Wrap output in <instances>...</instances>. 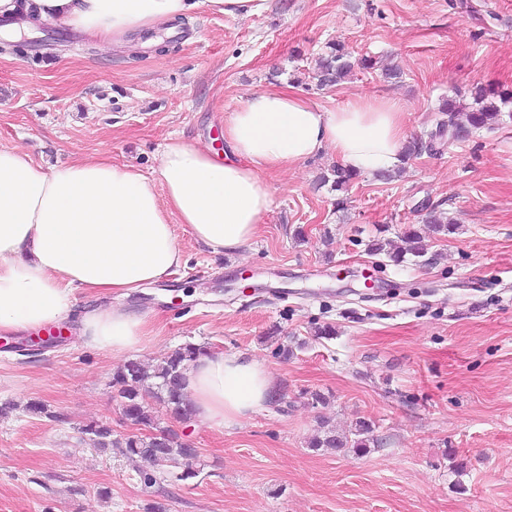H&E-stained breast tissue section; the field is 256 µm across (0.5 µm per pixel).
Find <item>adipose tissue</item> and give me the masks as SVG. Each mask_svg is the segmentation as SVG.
Returning a JSON list of instances; mask_svg holds the SVG:
<instances>
[{
    "instance_id": "ef3b65f1",
    "label": "adipose tissue",
    "mask_w": 512,
    "mask_h": 512,
    "mask_svg": "<svg viewBox=\"0 0 512 512\" xmlns=\"http://www.w3.org/2000/svg\"><path fill=\"white\" fill-rule=\"evenodd\" d=\"M230 17L265 13L270 0H0V17L65 24L103 48L165 29L200 8ZM405 107L358 96L327 108L292 88L249 94L224 118L228 152L170 137L154 173L101 155L44 167L23 148L0 149V335L67 316L72 291L128 296L183 262L177 227L215 253L256 236L272 204L267 177L331 151L358 174L392 170L408 140ZM82 336L120 358L147 336L145 317L99 307ZM272 375L255 360L206 352L186 372L193 419L221 429L272 397Z\"/></svg>"
}]
</instances>
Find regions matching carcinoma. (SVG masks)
Listing matches in <instances>:
<instances>
[{
  "label": "carcinoma",
  "instance_id": "1",
  "mask_svg": "<svg viewBox=\"0 0 512 512\" xmlns=\"http://www.w3.org/2000/svg\"><path fill=\"white\" fill-rule=\"evenodd\" d=\"M357 67L370 68L369 60L353 56L344 44L334 42L318 58L312 78L322 87H337L349 80ZM470 95L472 103L466 108L452 98L442 100L437 111L447 116V119L437 124L429 140L417 138L408 142L403 158L410 160L424 152H440L446 138L457 139L499 121L500 105L512 102V91L499 87L476 86L470 91ZM355 178V174L337 165L331 169V176L324 175L320 178V183L329 181L333 190L343 193ZM425 223L432 225L433 233L441 236H450L458 229L453 219L446 217L444 212L435 207L428 212ZM403 238L407 247L401 252L392 251L390 240L381 237L372 240L368 251L373 255L383 254L396 265L404 262L407 254L417 259V262H422L428 248L418 232L410 228L403 232ZM204 352L203 347L186 343L174 349L151 369L134 359L117 366L112 373V389L120 399L125 416L138 425L156 430V433L151 436L132 434L124 438H114L110 428L90 424L85 433L91 436L93 444L100 450L112 448L128 457L149 459L161 470L167 468L176 471L174 477L179 480L195 477L192 461L186 458V446L170 430L158 426L157 415L152 408L145 405L141 391L145 387L153 389L156 403L167 414L182 421H190L193 410L185 392L186 371ZM373 432V424L365 419L356 421L354 427L347 432H338L323 421L318 433L309 442V447L362 455L369 452L371 445L375 443ZM157 439L162 440L166 447H157Z\"/></svg>",
  "mask_w": 512,
  "mask_h": 512
}]
</instances>
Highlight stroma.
Wrapping results in <instances>:
<instances>
[{
  "label": "stroma",
  "instance_id": "1",
  "mask_svg": "<svg viewBox=\"0 0 512 512\" xmlns=\"http://www.w3.org/2000/svg\"><path fill=\"white\" fill-rule=\"evenodd\" d=\"M43 31L50 45L0 52V148L47 167L106 154L150 174L173 134L224 151V114L274 84L327 107L399 100L422 139L441 98L512 87V0H271L254 17L202 9L160 45L109 51L62 24ZM336 41L377 66L318 87L307 73ZM387 64L399 78L382 76ZM335 164L325 152L271 174V208L242 252L212 253L178 228L184 262L171 276L128 297L74 290L62 342L19 351L0 335V402L15 405L0 417V512H512V103L398 177H358L342 211L318 182ZM433 207L458 233L428 232ZM409 227L425 233L430 263L368 255L379 232ZM109 303L151 322L130 358L153 364L191 342L275 379L270 404L232 427L159 412L198 448L193 479L144 484L149 461L100 451L84 432L134 431L112 390L116 360L79 334L83 314ZM324 325L333 338L316 337ZM33 401L47 414L28 413ZM323 419L340 431L370 420L378 445L311 449Z\"/></svg>",
  "mask_w": 512,
  "mask_h": 512
}]
</instances>
